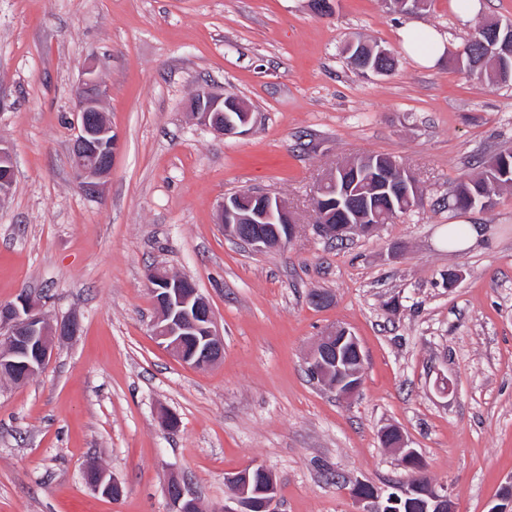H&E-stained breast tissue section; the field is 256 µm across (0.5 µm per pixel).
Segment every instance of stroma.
<instances>
[{
    "label": "stroma",
    "mask_w": 512,
    "mask_h": 512,
    "mask_svg": "<svg viewBox=\"0 0 512 512\" xmlns=\"http://www.w3.org/2000/svg\"><path fill=\"white\" fill-rule=\"evenodd\" d=\"M455 0L413 15L383 0H0V143L16 165L0 205V303L24 292L75 336L29 381H0V512H171L170 476L223 512L227 474L258 463L278 512H357L347 484L408 473L380 433L403 432L457 512H488L512 479V186L488 209L452 212L448 194L512 145V86L426 67L403 28L455 47L512 0ZM353 39L390 50L393 73L356 70ZM109 89L120 149L87 191L70 165L73 91L88 61ZM253 112L246 135L189 116L197 88ZM392 157L422 205L369 236L331 246L312 196L337 165ZM287 200L297 220L282 249L256 253L219 222L241 190ZM452 224L478 243L449 249ZM191 278L224 341L196 368L160 347L147 269ZM461 272L447 287L449 272ZM332 295L330 306L311 293ZM340 325L357 337L362 384L350 399L308 376L314 341ZM120 482L112 499L88 462ZM85 481L86 483L96 492H100L102 489V485L104 484L105 479L109 476V480L106 482V486H112V490L114 489L118 493H122L121 485L109 474V472L98 465L97 463H91L85 469Z\"/></svg>",
    "instance_id": "1"
}]
</instances>
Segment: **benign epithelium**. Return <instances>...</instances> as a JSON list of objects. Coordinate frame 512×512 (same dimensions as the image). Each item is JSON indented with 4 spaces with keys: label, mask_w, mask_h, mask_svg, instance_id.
Masks as SVG:
<instances>
[{
    "label": "benign epithelium",
    "mask_w": 512,
    "mask_h": 512,
    "mask_svg": "<svg viewBox=\"0 0 512 512\" xmlns=\"http://www.w3.org/2000/svg\"><path fill=\"white\" fill-rule=\"evenodd\" d=\"M108 96L96 68L88 65L74 90L73 112L77 117L76 136L71 149L72 166L83 187L95 191L112 171L118 137L105 113ZM191 120L224 137L246 132L253 112L233 96L215 95L205 88L197 91ZM377 190L408 202L419 199L415 180L403 171L395 177L382 171L375 177ZM14 186V159L9 147L0 144V205L9 198ZM356 224H318L316 231L324 239L344 240L360 233L370 235L391 221L392 212H378L367 201L360 204ZM220 223L233 240L256 253L267 252L294 237L296 222L288 203L278 195L258 190H243L224 197L219 205ZM158 316L152 324V334L160 346L179 361L192 367L218 362L224 346L215 316L207 300L194 285L175 276L163 267H155L148 275ZM0 377L13 376L23 383L37 374L49 360L56 344L75 334L73 319L53 324L42 312L40 300L28 293L0 307ZM363 355L357 337L347 328L336 326L321 336L313 346L307 361V371L322 385L341 397H349L361 385ZM381 437L405 468L418 466V455L407 447L401 430L395 426L383 429ZM260 473L267 487L261 496L249 492L251 477ZM85 481L98 492L107 484L116 492L121 485L109 472L96 463L85 469ZM230 488V500L236 507H224V512H275L277 483L275 477L260 465H250L225 477ZM172 512H185L198 503L197 495L184 482L173 478L167 485ZM350 497L362 505L359 512H455L447 488L432 482L414 481L405 488L385 493L374 486L355 481ZM488 512H512V481L497 497V504Z\"/></svg>",
    "instance_id": "7a95c632"
}]
</instances>
